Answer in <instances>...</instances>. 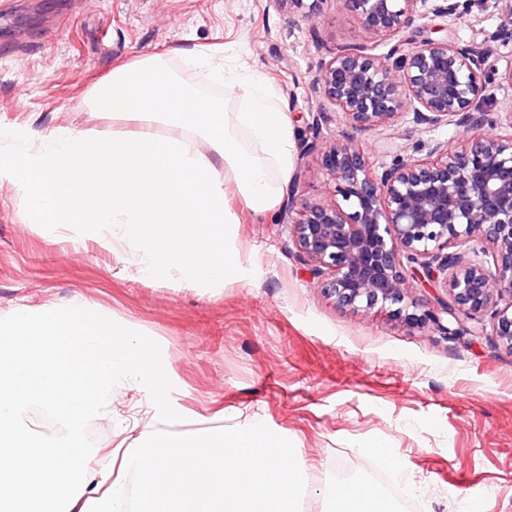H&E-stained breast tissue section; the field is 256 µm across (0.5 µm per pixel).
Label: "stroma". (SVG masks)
Instances as JSON below:
<instances>
[{
  "label": "stroma",
  "instance_id": "obj_1",
  "mask_svg": "<svg viewBox=\"0 0 512 512\" xmlns=\"http://www.w3.org/2000/svg\"><path fill=\"white\" fill-rule=\"evenodd\" d=\"M476 16L427 15L424 36L444 32L461 45L491 39L481 105L512 111V33L502 0ZM0 128L38 131L71 125L95 137L139 122L95 110L90 92L115 68L169 57L188 84L223 94L176 57L202 50L261 72L280 97L293 143L319 127L320 143L345 138L375 164L394 154L423 159L464 129L430 126L405 114L394 125L344 124L313 88L336 49L365 37L339 0L291 11L272 0H0ZM284 201L325 203L334 185L318 153L294 151ZM283 203L254 215L232 197L230 246L239 272L223 286L139 275L131 249L102 250L68 226L24 221V202L0 186V316L17 305L61 307L82 296L161 347L180 421L160 425L147 390L114 391V416L92 456L142 432L265 424L291 440L315 468L314 488L334 486L341 469L368 476L381 443L392 476L421 499L419 512H512V351L491 331L449 338L435 325L409 327L387 311L352 316L317 288L288 239L296 215Z\"/></svg>",
  "mask_w": 512,
  "mask_h": 512
}]
</instances>
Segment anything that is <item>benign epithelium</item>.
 <instances>
[{
  "label": "benign epithelium",
  "instance_id": "benign-epithelium-1",
  "mask_svg": "<svg viewBox=\"0 0 512 512\" xmlns=\"http://www.w3.org/2000/svg\"><path fill=\"white\" fill-rule=\"evenodd\" d=\"M428 2L342 0L371 42L333 53L317 92L355 128L386 127L411 110L471 136L436 145L427 160L397 156L378 168L349 141L306 142L302 151L321 150L335 198L302 204L288 237L340 309L359 315L390 307L402 322H431L447 336L488 316L512 350V134L484 133L497 120L475 106L485 92V50L411 36L426 10L448 16L458 9L457 0ZM385 43L388 52L376 53ZM413 277L445 289L440 311L421 310L409 297ZM441 312L455 327L442 324Z\"/></svg>",
  "mask_w": 512,
  "mask_h": 512
}]
</instances>
